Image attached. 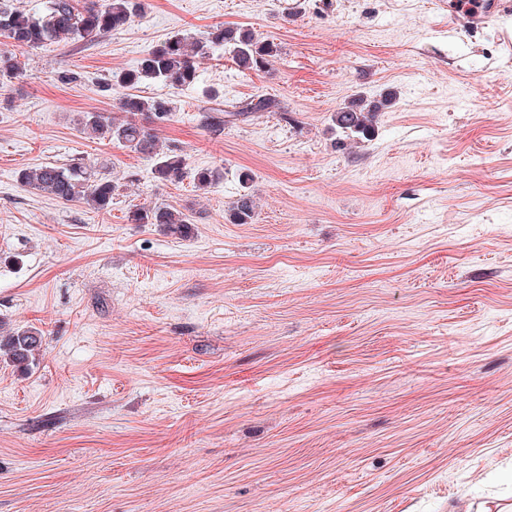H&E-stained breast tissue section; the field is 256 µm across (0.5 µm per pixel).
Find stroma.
<instances>
[{
  "instance_id": "obj_1",
  "label": "stroma",
  "mask_w": 512,
  "mask_h": 512,
  "mask_svg": "<svg viewBox=\"0 0 512 512\" xmlns=\"http://www.w3.org/2000/svg\"><path fill=\"white\" fill-rule=\"evenodd\" d=\"M123 32L19 48L0 78V317L42 333L0 363V512H512V8L459 0H143ZM279 47L242 73L146 80L191 176L81 131L113 73L175 33ZM74 74L61 83V74ZM261 112L212 132L209 91ZM396 92L372 139L337 108ZM81 159L111 212L22 186ZM251 173L258 216L224 210ZM190 208L188 239L131 224ZM209 97L217 107L208 108V112H224V118L232 117L234 120L247 121L251 114L257 112H286L282 101L272 95L259 96L231 110L219 108L221 103L217 102L219 95L216 91H211Z\"/></svg>"
}]
</instances>
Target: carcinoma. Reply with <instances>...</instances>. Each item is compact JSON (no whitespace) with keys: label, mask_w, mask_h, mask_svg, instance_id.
<instances>
[{"label":"carcinoma","mask_w":512,"mask_h":512,"mask_svg":"<svg viewBox=\"0 0 512 512\" xmlns=\"http://www.w3.org/2000/svg\"><path fill=\"white\" fill-rule=\"evenodd\" d=\"M141 0H48L41 14H30L0 2V37L14 47L37 48L64 40L95 42L125 30L140 10ZM229 51L233 63L241 72L260 71L278 55L279 47L260 39L251 29L215 26L187 39L172 35L154 46L137 68L113 76L112 84L132 88L144 80L164 83L174 89L197 82L202 61L214 51ZM21 68L16 56L0 49V75L16 77ZM396 94L387 92L378 99L357 96L338 108L331 117L334 129L354 140H368L377 130L378 116L391 108ZM114 112H84L80 115L81 129L99 140H116L135 152L154 160V177L159 181L178 183L186 174L187 160L182 154L163 149L154 121H167L172 115L170 101L123 93L117 98ZM206 126L214 132L224 129V117L246 121L257 112H283L282 101L272 95L259 96L217 116L219 107L209 108ZM223 177L217 167L195 171L193 180L199 190H207ZM18 179L56 201L82 202L97 211H107L119 190L114 179L96 172L83 162L68 165H44L23 168ZM241 191L224 210V219L231 224H251L257 214V202L251 190L252 176H239ZM131 224H156L165 234L177 239L191 234L192 216L172 206L134 208L128 212ZM42 343V335L33 327L18 326L3 330L0 320V361L14 365H29L34 352Z\"/></svg>","instance_id":"carcinoma-1"}]
</instances>
